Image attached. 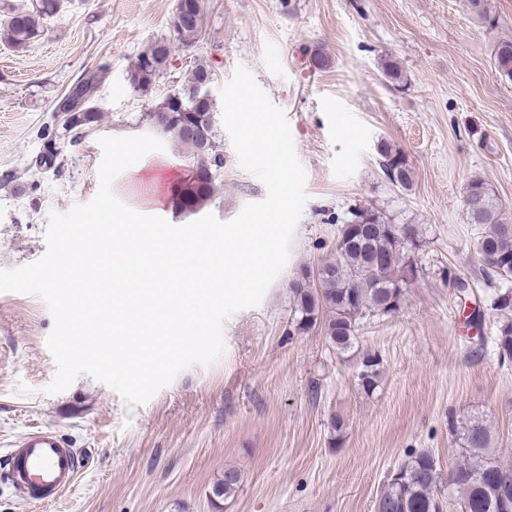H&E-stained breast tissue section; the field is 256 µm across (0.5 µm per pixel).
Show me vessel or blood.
<instances>
[{"label": "vessel or blood", "instance_id": "1", "mask_svg": "<svg viewBox=\"0 0 512 512\" xmlns=\"http://www.w3.org/2000/svg\"><path fill=\"white\" fill-rule=\"evenodd\" d=\"M80 457L54 430L28 432L7 454L6 469L15 491L32 501L60 498L75 483Z\"/></svg>", "mask_w": 512, "mask_h": 512}]
</instances>
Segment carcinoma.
I'll return each mask as SVG.
<instances>
[{"instance_id":"carcinoma-1","label":"carcinoma","mask_w":512,"mask_h":512,"mask_svg":"<svg viewBox=\"0 0 512 512\" xmlns=\"http://www.w3.org/2000/svg\"><path fill=\"white\" fill-rule=\"evenodd\" d=\"M61 0H36V6L13 10L0 21V39L21 50L43 32V20L60 10ZM185 8L195 17V23L172 30L173 40L183 48L195 46L206 20L205 0H185ZM171 56L166 40L154 41L142 50L131 64L130 87L147 94L159 74L166 69ZM495 63L502 79L512 82V40H502L495 52ZM108 67L100 66L82 81L81 98L87 100L78 107L74 97L62 104L78 114L73 130H79L102 118L92 94L105 81ZM214 80V73L199 61L184 78L180 91L188 92L203 81ZM170 113L163 124L151 114L146 121L160 135L169 139L186 158L199 155V145H208L209 165L181 184L176 208L179 212L196 214L214 202L223 182L224 153L216 139L215 124L210 121V107L194 99L180 101L164 98L158 103ZM196 124L198 139L184 137L181 125ZM380 154L388 163L401 166L399 185L407 188L411 168L402 153L390 145H380ZM464 202L475 205L473 214H466L468 223L482 229L476 242V252L488 253L495 259L493 274L504 282H512V219L503 211L498 198L481 178L470 181ZM417 237L401 242L393 235L392 225L378 212L358 209L338 230L335 253L314 271L307 270L292 283L294 325L299 333L315 326L324 329L329 345L339 356L359 351V324L369 315L391 314L399 310L404 300V288L418 275L408 247H416ZM490 309L498 321L491 344L500 364L512 362V289L495 294ZM382 359L366 351L357 363L356 380L362 393L369 396L379 387ZM461 444L457 461L448 473V486H443L439 465L433 455L420 451L401 465V476L384 484L374 503V512H446L449 501H458L461 512H505L504 498L512 494V465L503 463L491 452L490 427L479 416H473L455 427ZM241 474L234 467L224 468V475L212 487V497L219 502L234 497Z\"/></svg>"}]
</instances>
